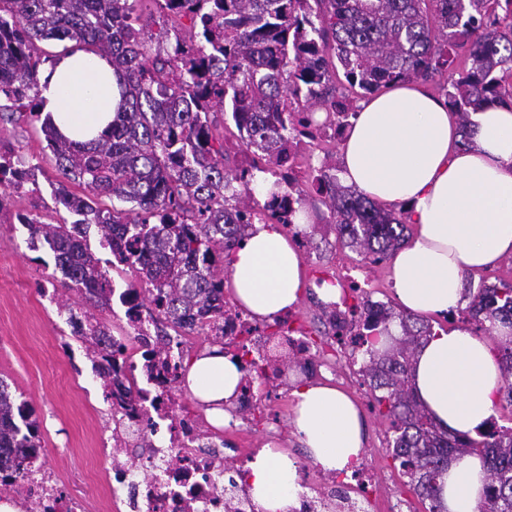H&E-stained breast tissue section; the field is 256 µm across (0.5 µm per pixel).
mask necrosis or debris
Returning <instances> with one entry per match:
<instances>
[{
    "label": "necrosis or debris",
    "instance_id": "obj_1",
    "mask_svg": "<svg viewBox=\"0 0 512 512\" xmlns=\"http://www.w3.org/2000/svg\"><path fill=\"white\" fill-rule=\"evenodd\" d=\"M309 256L310 282L340 288L337 301L328 303L326 331L345 337L359 332V315L380 316L382 303L360 286L351 274L325 266L303 241ZM144 282L118 281L112 297L122 309L123 330L112 339L116 372L100 374L101 388L112 418L111 434L99 441L109 468L106 490L113 512H253L246 496L230 487L224 476V450L212 441L208 421L192 413L179 397L186 370L195 316L185 317L177 329L160 331L159 311L148 312L137 298ZM261 324L225 303L224 318L212 322L210 338H219L242 353L244 346L263 336ZM40 452L23 462L24 477L14 494L37 512H86L80 494L62 495L55 474L47 471ZM371 459L355 466L350 481L330 480L315 487L306 500V512H324V506L344 499V512H379L380 486L373 478Z\"/></svg>",
    "mask_w": 512,
    "mask_h": 512
}]
</instances>
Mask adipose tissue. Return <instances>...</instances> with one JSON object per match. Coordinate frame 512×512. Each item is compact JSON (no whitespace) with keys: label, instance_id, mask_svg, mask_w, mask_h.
Returning <instances> with one entry per match:
<instances>
[{"label":"adipose tissue","instance_id":"adipose-tissue-1","mask_svg":"<svg viewBox=\"0 0 512 512\" xmlns=\"http://www.w3.org/2000/svg\"><path fill=\"white\" fill-rule=\"evenodd\" d=\"M40 82L41 110L68 139L88 141L115 116L120 95L106 57L64 56ZM472 121L470 143L461 146L457 116L445 99L417 84H395L361 103L341 142L342 184L403 209L413 226L390 268L394 296L406 311L446 315L462 300L466 273L512 253V110L488 108ZM228 286L255 319L274 321L302 297V256L278 225L253 224L231 256ZM241 380L238 361L215 346L192 359L186 384L221 426ZM411 380L442 429L474 436L496 414L500 365L487 341L467 329L435 332L417 351ZM289 423L323 472L350 473L363 453L360 412L332 385L295 389ZM247 469L255 512H298L304 489L287 450L266 442ZM440 486L442 512H478L486 487L481 456L451 460Z\"/></svg>","mask_w":512,"mask_h":512}]
</instances>
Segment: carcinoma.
Returning a JSON list of instances; mask_svg holds the SVG:
<instances>
[{"label": "carcinoma", "mask_w": 512, "mask_h": 512, "mask_svg": "<svg viewBox=\"0 0 512 512\" xmlns=\"http://www.w3.org/2000/svg\"><path fill=\"white\" fill-rule=\"evenodd\" d=\"M136 0H0V121L26 108L40 117L43 41L69 42L67 52L94 51L112 61L120 78L121 111L91 142L61 138L50 117L41 131L64 181L89 191L79 196L57 183L54 196L77 216L52 224L20 214L29 247L48 245L63 285L78 284L96 309L108 306L112 281L102 259L77 240L94 225L100 246L117 262H139L153 286L148 305L173 324L191 313L224 319V265L251 227L247 210H262L278 224L295 223L281 212L282 184L302 197L294 175L283 174L258 198L255 173L288 163L290 145L307 136L305 112H330L338 128L356 114L350 95L377 94L404 82L444 79L448 106L459 116L462 144L470 115L512 104V0H162L167 14L189 20L184 34L146 37L133 17ZM276 113L277 129L266 116ZM232 122L241 145L256 158L233 174L224 170L218 125ZM30 172L0 141V187H20ZM309 182L329 209L347 247L373 264L392 259L405 241L402 216L341 184L335 174L312 169ZM241 190H236L234 184ZM130 203L101 209L102 199ZM125 225L123 247L112 227ZM469 293L465 311L490 333L512 328V282ZM399 319L401 334H380ZM367 344L361 369L374 407L389 420V452L417 495L436 512L437 478L448 461L478 454L487 486L478 512H512V427L490 422L472 437L440 429L415 397L409 380L416 350L430 324L388 307L363 322ZM502 370L498 396L512 404V338L497 346ZM15 395L0 379V455L39 447L34 409L17 417Z\"/></svg>", "instance_id": "cac0c4a2"}]
</instances>
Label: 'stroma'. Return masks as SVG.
I'll return each mask as SVG.
<instances>
[{"label": "stroma", "instance_id": "35a3bbf8", "mask_svg": "<svg viewBox=\"0 0 512 512\" xmlns=\"http://www.w3.org/2000/svg\"><path fill=\"white\" fill-rule=\"evenodd\" d=\"M0 140L11 142L34 169L31 182L6 191L8 204L0 209V379L23 393L41 418V446L47 467L66 486H77L86 493L91 512H106L102 489L105 464L95 443L107 420V406L91 376L76 378L70 373L69 355L64 349L71 341L68 326L56 305L42 296L45 286H59L63 280L56 275L52 253L45 248L31 251L27 232L15 219L19 211L41 215L53 224L73 222L74 216L66 209L52 207V186L60 175L45 148L39 121L25 113L14 122L0 123ZM314 241L325 261L349 265L353 276L379 287L381 301L396 306L389 264L368 263L342 246L332 231L316 234ZM337 355V374L318 373L315 381H331L358 402L366 432L364 451L374 460L384 496L392 502L404 498L407 512H428L429 501L409 488L407 476L393 463L387 449L389 422L371 409L368 383L348 361L345 348H338ZM281 367L282 378L259 389L266 398L265 408L276 418L274 434L243 421L239 424L242 443L257 449L271 440L279 442L295 453L303 482L317 485L325 476L307 449L299 446L287 422L291 391L305 375L291 359H284Z\"/></svg>", "mask_w": 512, "mask_h": 512}]
</instances>
